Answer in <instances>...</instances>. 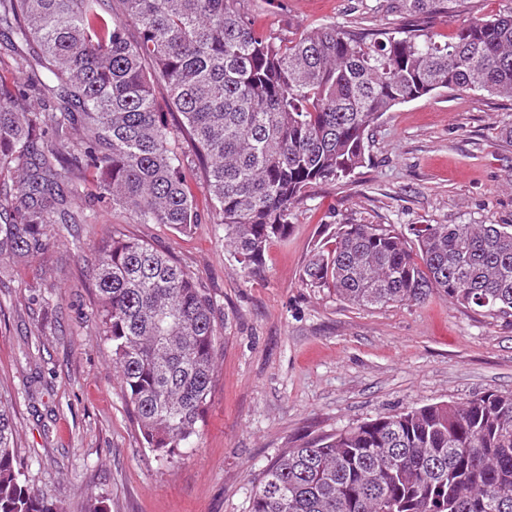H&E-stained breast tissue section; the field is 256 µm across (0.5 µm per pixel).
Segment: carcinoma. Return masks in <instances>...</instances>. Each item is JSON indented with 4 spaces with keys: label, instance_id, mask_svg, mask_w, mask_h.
<instances>
[{
    "label": "carcinoma",
    "instance_id": "1",
    "mask_svg": "<svg viewBox=\"0 0 512 512\" xmlns=\"http://www.w3.org/2000/svg\"><path fill=\"white\" fill-rule=\"evenodd\" d=\"M451 2L392 0L391 10L421 19ZM248 11L247 0H0V35L26 73L0 79L1 261L36 259L52 225L93 224L106 206L190 232L184 134L215 223L253 272L272 239L288 238V212L310 185L364 166L369 131L395 106L440 89L512 99V13L474 19L442 45L417 24L263 37ZM159 88L181 115L178 134ZM410 235L340 224L331 246L314 244L302 282L358 307L436 292L512 316V224H422ZM92 276L140 433L176 461L200 439L214 389L215 303L195 274L118 232ZM0 512H67L30 486L1 400ZM250 512H512V393L411 407L288 448Z\"/></svg>",
    "mask_w": 512,
    "mask_h": 512
}]
</instances>
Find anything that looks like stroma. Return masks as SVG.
Instances as JSON below:
<instances>
[{"label": "stroma", "mask_w": 512, "mask_h": 512, "mask_svg": "<svg viewBox=\"0 0 512 512\" xmlns=\"http://www.w3.org/2000/svg\"><path fill=\"white\" fill-rule=\"evenodd\" d=\"M512 0H463L427 23L437 42ZM253 28L400 27L387 0H250ZM370 161L312 185L245 271L213 220L198 163L186 182L199 222L182 234L104 209L94 224H57L33 262H0V397L44 498L84 512H249L263 470L284 449L379 415L485 392H512V317L443 296L363 308L303 285L312 244L336 224H512V100L439 90L396 106L373 130ZM139 237L195 272L217 306V379L201 437L178 463L147 448L112 349L98 334L91 267L113 231Z\"/></svg>", "instance_id": "1"}]
</instances>
